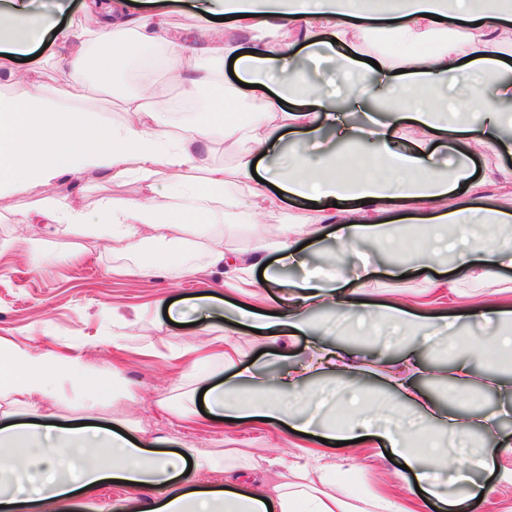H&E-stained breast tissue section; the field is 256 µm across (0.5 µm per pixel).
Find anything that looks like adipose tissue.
Masks as SVG:
<instances>
[{
  "mask_svg": "<svg viewBox=\"0 0 512 512\" xmlns=\"http://www.w3.org/2000/svg\"><path fill=\"white\" fill-rule=\"evenodd\" d=\"M32 0H0V47L15 55L27 53L47 34L73 42L68 62L66 95L47 93L32 85L23 96L0 95V198L63 176L104 172L115 181L136 178L145 197L122 201L104 198L95 217L71 202L51 203L26 215L30 224H70L91 237L111 241L115 251L141 257L139 272L158 274L159 266L145 261L151 241H180L187 225L252 223L257 207L280 210L285 199L305 201L292 223L277 225L260 237L250 251L228 255L222 243H213L207 255L209 270L228 278H245L253 288H280L281 306L275 314L237 304L249 328L277 343L285 336L308 335L313 327L308 314L329 309L337 321L366 335L389 326L404 335L438 330L444 307L443 290H456L453 280L439 281V296L408 304L402 300L378 303L364 296L370 273L360 270L347 280L344 269L324 282L309 278L281 279L268 269L270 256L282 262L299 260V241L319 235L324 225L336 224L340 242L355 246L364 241L381 243L385 252H400L405 243L392 227L395 209L430 207L431 233L419 256L432 269L455 264L474 287L493 277L504 247L482 233L486 224L512 223V209L502 206L490 185L512 180V172L496 168L475 174L467 147L455 146L456 164L448 171L431 162L434 135H476L478 141L499 145L506 120L496 106L448 98L449 87L477 80L497 82L502 98L512 99V83L498 82L499 72L512 61V17L500 10V0H200L202 14L197 35L186 39L168 21L164 11L131 12L126 0H83V19L77 26L59 27L49 12L32 14ZM224 17L216 26L215 17ZM390 27L397 49L378 56V68L364 67L359 59L365 40L378 28ZM339 44L333 52L342 82L339 95L316 86L300 64L304 50ZM146 46L163 49L162 82L149 93L125 96L127 119L115 125L80 107L84 81L95 76L108 86L117 78L116 62ZM238 71V83L223 79L225 63ZM390 93V107L409 108L418 135L405 137L399 119L370 126L348 124L339 101L364 110L378 86ZM427 85L429 98L416 97ZM222 87L209 102L207 113L187 123L181 133L168 127L163 90L178 88L184 98L199 97L208 87ZM246 103L249 113L226 112L227 104ZM290 131L303 140L322 135L344 143V153L328 148L308 155L291 145L289 162L266 181H257L251 167L273 154L278 133ZM236 150L235 173L213 163L217 144ZM166 180L169 200L154 196L158 180ZM461 316L493 324L492 336H455L448 345L452 358L450 378L469 384L474 360L490 373L487 387L501 398L488 414L458 415L444 412L426 392L420 378L419 350L378 360L379 377L402 405L423 420L419 429L405 424H381L388 402L367 397L357 379L365 363L351 350L314 341L308 364L300 370L275 375L257 374L247 355L229 344L236 330L208 337L205 347L216 368L234 373L238 382L257 390L250 400L232 399V386L212 383V371L190 362L181 385L189 404L185 417L208 415L238 420L239 424L270 425L309 433L311 419L303 417L299 403L307 399L305 382L312 376L336 372L346 393V420L342 425L322 424L320 435L330 441L366 437L387 444L403 459L417 481L427 478L429 462L444 460L468 487L457 494L436 486L428 495L443 512H465L479 495L470 472L488 468L495 452L512 449V441L480 446L467 455H453L442 440L443 432L460 441L471 440L473 430L493 434L501 418L512 415V305H491L479 299L458 307ZM79 386L95 398L103 380L91 363L79 355L33 353L0 342V405L31 407L34 400L55 395L61 383ZM203 409H196L195 399ZM127 423L114 427L79 423L60 425L55 415L42 422H18L0 427V512H61L71 498L91 494L112 482L135 491L169 488L162 501L139 505L136 512H401L393 501L369 492L352 506L341 494L349 472L335 464L304 463L286 468L277 483L266 474L280 459L221 450L186 447L164 449L163 438L134 443L125 435ZM220 472L223 485L195 480L179 487L185 472Z\"/></svg>",
  "mask_w": 512,
  "mask_h": 512,
  "instance_id": "adipose-tissue-1",
  "label": "adipose tissue"
}]
</instances>
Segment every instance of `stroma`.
Instances as JSON below:
<instances>
[{
    "mask_svg": "<svg viewBox=\"0 0 512 512\" xmlns=\"http://www.w3.org/2000/svg\"><path fill=\"white\" fill-rule=\"evenodd\" d=\"M37 51L36 59L15 61L17 76L0 84V91L21 95L33 82L52 94L67 90L68 69L60 61L68 57V48L50 39ZM120 72L121 81L113 89L87 82L82 102L83 107L101 113L116 125L126 119L124 93L145 87L137 62L121 67ZM142 194L138 181L115 182L105 173L90 172L77 178L64 176L50 187H37L0 201V339L35 352L52 349L84 355L105 379L117 363L128 381V396L114 397L111 389L106 388L91 402L78 387L64 384L58 388L55 400L37 401L23 413V420H37L49 409L64 422L76 419L107 427L113 418L125 417L133 424L128 431L130 438L164 436L173 451L187 443L198 448L279 456L290 463L305 462L308 452L316 451L352 470L351 494H358L360 486L366 485L397 499L407 512H437V502L426 493L417 492L414 477L404 476L400 458L386 457L385 447L377 443L329 447L315 437L295 436L269 425L208 429L190 425L155 406V399L167 393L172 394L175 406L187 405L185 395L171 390L179 355L198 350L205 337L222 333L227 320L237 316L232 301L254 300L253 288L245 284L233 290L223 287L219 275L200 280L182 277L178 266L200 265L205 261V240L191 227L185 231L190 246H151L153 252L168 257L169 273L133 277L127 270L135 266L136 257L113 251L109 240L74 236L62 224L38 225L34 231L44 239V249L29 252L27 237L32 230L23 222L24 215L46 197L78 203L91 213L101 198L133 200ZM282 221L279 213L263 212L256 215L254 223L225 225L224 248L246 252L265 226ZM324 230L325 238L306 246V266L323 265L332 254L337 264L356 267L360 264L358 255L363 252L373 259V280L366 288L369 297H426L428 281L435 278V271L419 272L411 262L404 268V278L393 277L391 267L380 263L381 252L374 243L361 244L358 252L352 253L333 239V225H325ZM216 288L221 291L220 300H209V293ZM116 312L129 318V326L113 322ZM311 319L316 325L314 337L288 340L290 355L285 359L271 354L269 342L261 337L243 332L233 336L232 341L248 353L258 371L280 372L304 357L312 338H346L345 329L334 327L330 312L312 314ZM447 343L443 337L422 350L428 371L425 389L440 405L454 404L465 415L495 410L499 396L482 388L479 382L449 390ZM484 480L490 493L487 498L472 502L470 512H503L511 506L512 454L501 453L495 472L485 474Z\"/></svg>",
    "mask_w": 512,
    "mask_h": 512,
    "instance_id": "35a3bbf8",
    "label": "stroma"
}]
</instances>
